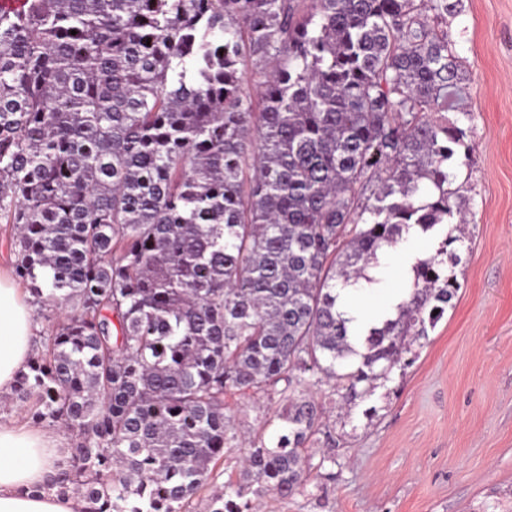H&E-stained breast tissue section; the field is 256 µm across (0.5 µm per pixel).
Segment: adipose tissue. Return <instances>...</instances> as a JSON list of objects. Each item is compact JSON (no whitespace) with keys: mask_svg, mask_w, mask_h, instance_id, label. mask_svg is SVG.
<instances>
[{"mask_svg":"<svg viewBox=\"0 0 512 512\" xmlns=\"http://www.w3.org/2000/svg\"><path fill=\"white\" fill-rule=\"evenodd\" d=\"M434 253L431 240L419 227L403 234L394 247L377 251L358 281L337 288V309L348 319V336L361 346L371 327L396 318L407 298L403 288L386 287L392 268L409 274ZM379 306H372L373 298ZM33 308L14 282L0 273V393L10 392L17 374L32 355ZM64 440L40 427L18 421L0 422V512H81V501L46 491L45 486L65 465Z\"/></svg>","mask_w":512,"mask_h":512,"instance_id":"ef3b65f1","label":"adipose tissue"}]
</instances>
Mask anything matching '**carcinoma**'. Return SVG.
I'll use <instances>...</instances> for the list:
<instances>
[{
	"label": "carcinoma",
	"mask_w": 512,
	"mask_h": 512,
	"mask_svg": "<svg viewBox=\"0 0 512 512\" xmlns=\"http://www.w3.org/2000/svg\"><path fill=\"white\" fill-rule=\"evenodd\" d=\"M461 0H23L0 10V224L50 312L11 398L72 433L83 512H190L240 445L228 394H281L207 512L296 492L325 380L349 401L460 283L434 256L356 366L336 288L403 228L461 230ZM76 34H71V31Z\"/></svg>",
	"instance_id": "cac0c4a2"
}]
</instances>
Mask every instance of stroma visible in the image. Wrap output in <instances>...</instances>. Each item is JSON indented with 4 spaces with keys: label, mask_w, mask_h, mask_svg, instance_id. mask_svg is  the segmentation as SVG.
Instances as JSON below:
<instances>
[{
    "label": "stroma",
    "mask_w": 512,
    "mask_h": 512,
    "mask_svg": "<svg viewBox=\"0 0 512 512\" xmlns=\"http://www.w3.org/2000/svg\"><path fill=\"white\" fill-rule=\"evenodd\" d=\"M448 29L467 75L473 152L453 168L469 222L446 262L461 288L404 364L325 415L312 469L260 512H512V0H462ZM238 433L270 432L279 395L225 397Z\"/></svg>",
    "instance_id": "35a3bbf8"
}]
</instances>
